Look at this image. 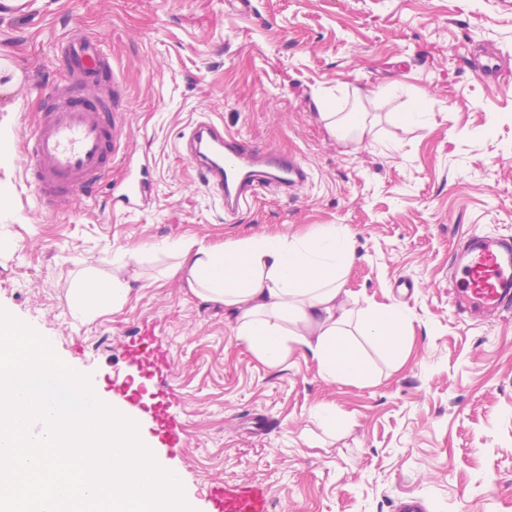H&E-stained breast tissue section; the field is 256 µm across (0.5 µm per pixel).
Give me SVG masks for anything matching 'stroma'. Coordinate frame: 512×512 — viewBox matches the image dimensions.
Instances as JSON below:
<instances>
[{"mask_svg": "<svg viewBox=\"0 0 512 512\" xmlns=\"http://www.w3.org/2000/svg\"><path fill=\"white\" fill-rule=\"evenodd\" d=\"M78 29L98 38L123 85L124 134L107 184L67 209L41 208L21 176L22 143L64 78L55 53ZM496 58L488 81L476 61ZM389 89L384 106L371 96ZM360 90L377 138L354 147L318 118ZM421 123L398 125L418 99ZM200 121L296 155L300 190H259L224 210L185 155ZM149 167L145 206L116 210L124 157ZM347 227L354 308L397 307L410 336L396 366L374 356L368 386L324 378L300 348L265 364L224 313L166 276L164 240L205 244ZM472 232L512 236V6L503 0H33L0 16V309L48 341L79 374L131 400L153 429L155 390L125 384L120 344L148 328L165 343L162 383L185 444L162 451L193 512L214 482L263 485L269 512H512V313L459 318L448 258ZM131 250L132 291L93 320L73 318V279L112 272ZM414 282L413 292L400 289ZM335 411L322 423L316 407Z\"/></svg>", "mask_w": 512, "mask_h": 512, "instance_id": "1", "label": "stroma"}]
</instances>
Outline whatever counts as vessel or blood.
I'll return each instance as SVG.
<instances>
[{
    "mask_svg": "<svg viewBox=\"0 0 512 512\" xmlns=\"http://www.w3.org/2000/svg\"><path fill=\"white\" fill-rule=\"evenodd\" d=\"M56 51L66 64L68 80L53 88L48 108L24 141V179L50 210L71 206L103 183L120 134L122 91L112 59L96 38L72 29L58 42ZM187 151L206 182L217 185L229 213L239 210L258 189L286 192L308 179L295 156L271 147L248 148L238 136L207 121L191 129ZM126 167L128 175L114 187L112 202L132 208L147 200L150 171L134 160L127 161ZM449 260L455 268L449 301L457 312L493 315L512 309L511 236L472 234ZM122 351L128 362L149 376L169 367L168 353L154 337H129ZM156 423L162 444L182 446V425L166 406L158 407ZM240 498L238 512H265L261 487H243Z\"/></svg>",
    "mask_w": 512,
    "mask_h": 512,
    "instance_id": "1",
    "label": "vessel or blood"
}]
</instances>
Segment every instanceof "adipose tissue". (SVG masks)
Segmentation results:
<instances>
[{
  "label": "adipose tissue",
  "mask_w": 512,
  "mask_h": 512,
  "mask_svg": "<svg viewBox=\"0 0 512 512\" xmlns=\"http://www.w3.org/2000/svg\"><path fill=\"white\" fill-rule=\"evenodd\" d=\"M319 119L342 141L358 145L376 136L365 113L347 111L342 102ZM159 249L177 257L173 272L195 295L234 317L238 339L269 365L282 364L293 344L311 356L325 378L372 384L375 375L351 336L355 329L394 363L405 356L407 320L398 309H354L348 303L345 284L355 253L343 227L328 224L304 235L210 245L164 242ZM127 267V261L114 262L105 282L91 273L78 278L70 290L74 318L86 321L124 303L131 292Z\"/></svg>",
  "instance_id": "ef3b65f1"
}]
</instances>
